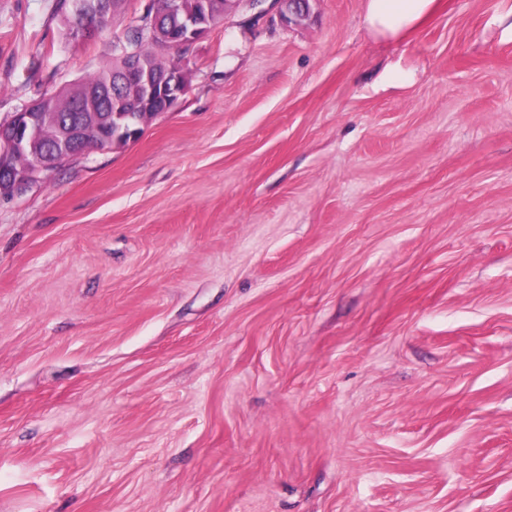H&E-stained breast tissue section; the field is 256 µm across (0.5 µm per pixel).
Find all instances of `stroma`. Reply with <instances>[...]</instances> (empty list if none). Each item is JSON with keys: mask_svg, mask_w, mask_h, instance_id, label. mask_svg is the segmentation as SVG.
<instances>
[{"mask_svg": "<svg viewBox=\"0 0 512 512\" xmlns=\"http://www.w3.org/2000/svg\"><path fill=\"white\" fill-rule=\"evenodd\" d=\"M0 0V121L112 62ZM232 0L141 137L0 197V512H512V0ZM365 25L376 34L397 37L405 34L434 10L436 0H368Z\"/></svg>", "mask_w": 512, "mask_h": 512, "instance_id": "35a3bbf8", "label": "stroma"}]
</instances>
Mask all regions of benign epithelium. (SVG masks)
Listing matches in <instances>:
<instances>
[{
  "label": "benign epithelium",
  "instance_id": "1",
  "mask_svg": "<svg viewBox=\"0 0 512 512\" xmlns=\"http://www.w3.org/2000/svg\"><path fill=\"white\" fill-rule=\"evenodd\" d=\"M107 0H97L93 9L75 11L73 37L89 38L97 34V23ZM285 10L280 20L286 25L297 21L310 10V0H283ZM155 0H146L136 25L144 29L158 26ZM210 30L208 0H202L200 10L181 17L176 28L167 33L166 49L187 50ZM124 59L122 72L108 74L88 96L108 102V114L101 116L88 111L75 119L62 120L53 108L32 102L0 124V196L12 195L39 181L41 175L58 164L125 137L127 127L151 116L156 107L167 112L174 108L187 92L178 76H161L143 67L140 59L125 47H120ZM129 82L138 85V97L128 100L117 87Z\"/></svg>",
  "mask_w": 512,
  "mask_h": 512
}]
</instances>
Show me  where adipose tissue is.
Instances as JSON below:
<instances>
[{
	"label": "adipose tissue",
	"instance_id": "ef3b65f1",
	"mask_svg": "<svg viewBox=\"0 0 512 512\" xmlns=\"http://www.w3.org/2000/svg\"><path fill=\"white\" fill-rule=\"evenodd\" d=\"M435 4L436 0H369L365 25L369 31L397 37L424 21Z\"/></svg>",
	"mask_w": 512,
	"mask_h": 512
}]
</instances>
